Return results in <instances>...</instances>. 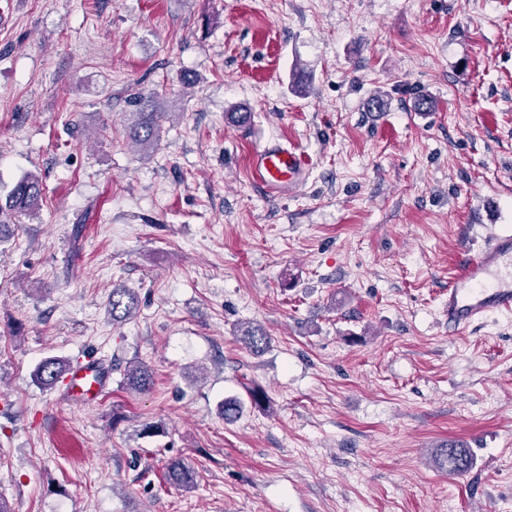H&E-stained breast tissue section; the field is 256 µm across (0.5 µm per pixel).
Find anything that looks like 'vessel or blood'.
Wrapping results in <instances>:
<instances>
[{"mask_svg": "<svg viewBox=\"0 0 512 512\" xmlns=\"http://www.w3.org/2000/svg\"><path fill=\"white\" fill-rule=\"evenodd\" d=\"M256 180L274 194L289 193L304 183L307 164L301 152L274 141L261 146L252 156ZM449 333H457L487 316L512 312V231L492 233L464 259L459 274L448 287L446 308ZM110 377L98 358L72 368L68 393L82 401L102 395Z\"/></svg>", "mask_w": 512, "mask_h": 512, "instance_id": "1", "label": "vessel or blood"}]
</instances>
